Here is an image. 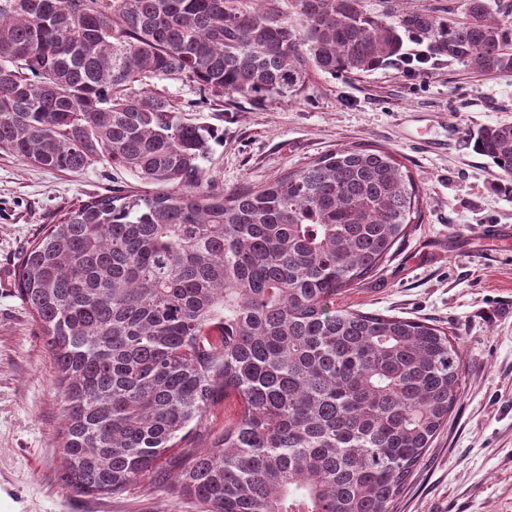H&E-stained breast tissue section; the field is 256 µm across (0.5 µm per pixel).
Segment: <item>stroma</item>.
<instances>
[{
	"mask_svg": "<svg viewBox=\"0 0 512 512\" xmlns=\"http://www.w3.org/2000/svg\"><path fill=\"white\" fill-rule=\"evenodd\" d=\"M133 89L214 128L201 165L226 190L340 147L378 146L405 163L423 221L344 302L447 328L460 346L463 394L396 510L512 512V249L486 232L512 229V178L469 140L481 127L512 124V71L455 61L336 79L313 71L300 100L263 105H231L178 78H147ZM115 186L144 188L105 161L49 171L0 152V512H199L149 477L113 496L79 494L58 480L61 394L13 269L56 212Z\"/></svg>",
	"mask_w": 512,
	"mask_h": 512,
	"instance_id": "35a3bbf8",
	"label": "stroma"
}]
</instances>
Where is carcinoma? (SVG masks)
I'll return each mask as SVG.
<instances>
[{
	"label": "carcinoma",
	"mask_w": 512,
	"mask_h": 512,
	"mask_svg": "<svg viewBox=\"0 0 512 512\" xmlns=\"http://www.w3.org/2000/svg\"><path fill=\"white\" fill-rule=\"evenodd\" d=\"M0 0V151L48 170L105 160L156 191L78 199L21 253L16 292L63 400L59 480L119 494L163 460L200 512H393L462 396L448 329L338 303L422 221L391 152L343 147L224 191L200 161L214 130L132 85L292 101L308 70L405 57L512 71L491 0L371 16L362 0ZM475 149L512 176V125ZM229 412L224 433L192 441Z\"/></svg>",
	"instance_id": "carcinoma-1"
}]
</instances>
